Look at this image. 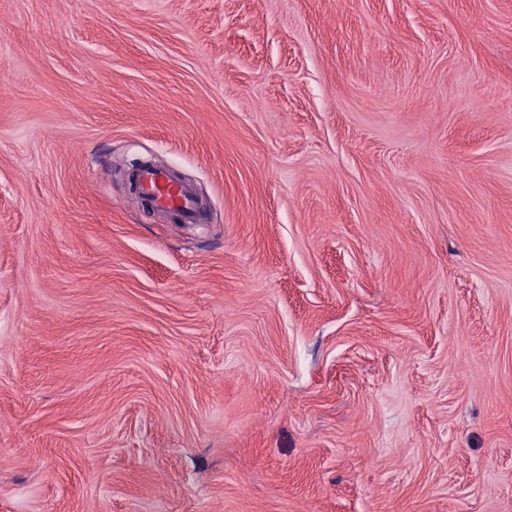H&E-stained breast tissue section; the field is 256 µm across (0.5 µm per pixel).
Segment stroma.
<instances>
[{"mask_svg":"<svg viewBox=\"0 0 512 512\" xmlns=\"http://www.w3.org/2000/svg\"><path fill=\"white\" fill-rule=\"evenodd\" d=\"M510 97L512 0H0V512H512ZM136 187L139 195L153 203L159 210L175 213L183 224H204L192 186L173 179L169 169L158 166H142L137 170Z\"/></svg>","mask_w":512,"mask_h":512,"instance_id":"obj_1","label":"stroma"}]
</instances>
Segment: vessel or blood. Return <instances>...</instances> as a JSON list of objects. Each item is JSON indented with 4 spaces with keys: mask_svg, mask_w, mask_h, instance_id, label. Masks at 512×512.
I'll return each mask as SVG.
<instances>
[{
    "mask_svg": "<svg viewBox=\"0 0 512 512\" xmlns=\"http://www.w3.org/2000/svg\"><path fill=\"white\" fill-rule=\"evenodd\" d=\"M139 195L160 210L175 213L182 223L202 224L206 218L196 199L192 186L173 179L167 168L140 167L136 174Z\"/></svg>",
    "mask_w": 512,
    "mask_h": 512,
    "instance_id": "1",
    "label": "vessel or blood"
}]
</instances>
